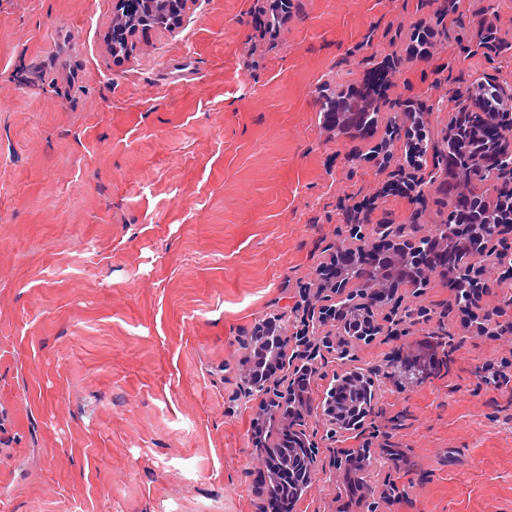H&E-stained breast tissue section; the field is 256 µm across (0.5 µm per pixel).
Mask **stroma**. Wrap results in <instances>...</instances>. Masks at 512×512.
Segmentation results:
<instances>
[{"label":"stroma","instance_id":"35a3bbf8","mask_svg":"<svg viewBox=\"0 0 512 512\" xmlns=\"http://www.w3.org/2000/svg\"><path fill=\"white\" fill-rule=\"evenodd\" d=\"M256 2L190 0L118 63L113 0H0V512H259L246 343L303 301L335 305L317 271L345 238L340 197L410 171L385 117L365 138L326 129L322 88L392 59L382 110L431 106L433 150L458 90L512 88V50L470 42L488 5L512 40V0H462L424 61L405 48L437 0H291L272 44ZM386 139L390 161L369 159ZM415 210L388 197L365 224L419 238L447 217ZM452 296L436 278L399 288L374 310L383 332L323 357L316 475L293 512H512V381L494 382L512 335L460 331ZM430 347L426 379L390 376ZM354 367L375 412L347 433L317 406ZM353 448L371 455L357 487L337 463Z\"/></svg>","mask_w":512,"mask_h":512}]
</instances>
